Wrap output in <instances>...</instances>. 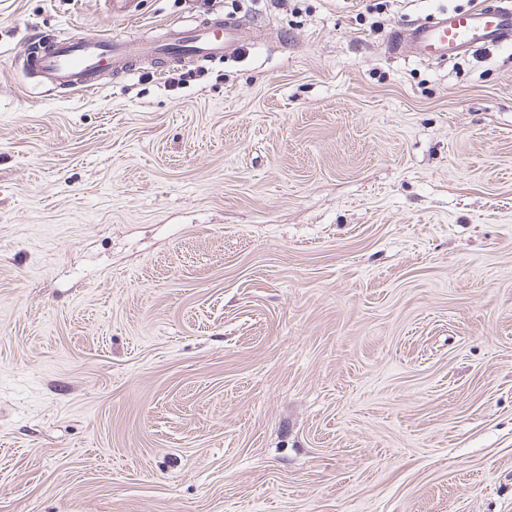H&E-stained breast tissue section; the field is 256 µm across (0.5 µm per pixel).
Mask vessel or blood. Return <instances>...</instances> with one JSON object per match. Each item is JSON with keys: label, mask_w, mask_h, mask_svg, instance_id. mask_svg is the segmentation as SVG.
I'll list each match as a JSON object with an SVG mask.
<instances>
[{"label": "vessel or blood", "mask_w": 512, "mask_h": 512, "mask_svg": "<svg viewBox=\"0 0 512 512\" xmlns=\"http://www.w3.org/2000/svg\"><path fill=\"white\" fill-rule=\"evenodd\" d=\"M512 41V0H473L464 11L442 10L433 21L396 28L389 41L391 54L420 60L448 61ZM244 47L239 23L216 17L197 24L170 26L155 43L152 59L162 67L240 53ZM138 58L126 41L99 30L65 38L40 39L28 60L45 82L63 89L89 92L112 75L135 69Z\"/></svg>", "instance_id": "obj_1"}]
</instances>
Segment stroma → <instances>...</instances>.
I'll list each match as a JSON object with an SVG mask.
<instances>
[{"mask_svg": "<svg viewBox=\"0 0 512 512\" xmlns=\"http://www.w3.org/2000/svg\"><path fill=\"white\" fill-rule=\"evenodd\" d=\"M472 2L0 0V512H512V43L386 50ZM244 48L239 23L232 17H215L197 24L172 25L156 42L151 58L160 68L222 58ZM32 43V71L52 86L82 92L98 89L113 74L134 70L141 59L126 41L99 30L50 40L41 37Z\"/></svg>", "mask_w": 512, "mask_h": 512, "instance_id": "1", "label": "stroma"}]
</instances>
